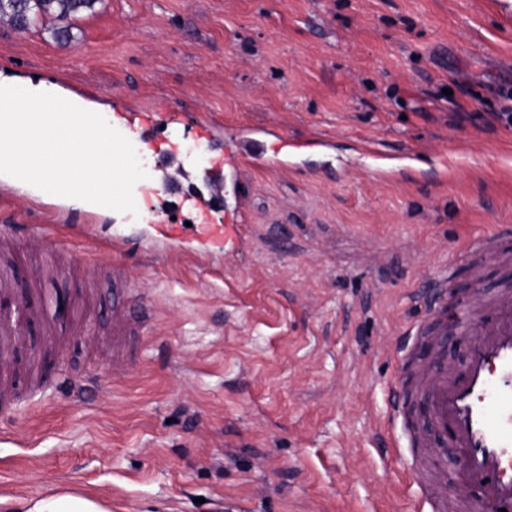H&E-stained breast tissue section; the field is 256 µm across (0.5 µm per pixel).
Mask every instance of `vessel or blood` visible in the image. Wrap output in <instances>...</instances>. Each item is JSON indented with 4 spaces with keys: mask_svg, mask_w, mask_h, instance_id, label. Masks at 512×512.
Here are the masks:
<instances>
[{
    "mask_svg": "<svg viewBox=\"0 0 512 512\" xmlns=\"http://www.w3.org/2000/svg\"><path fill=\"white\" fill-rule=\"evenodd\" d=\"M153 111L156 120L146 126L140 121V106L116 105L112 125L133 145L151 147L159 127L179 118L162 98L155 101ZM303 147V142L270 136L259 127L244 128L228 165L202 171L205 191L175 195L163 188L159 191L160 203L165 210L181 214L182 222L193 221L198 212H225V189L235 184L240 168L259 163L284 169L290 157ZM227 214L223 237L208 244L182 233V222L156 228L150 242L156 249L186 257L204 245L214 258L223 259L233 250L246 222L244 206H236ZM511 240L512 225L499 224L477 240L476 250L485 261L504 262L512 257L507 247ZM433 289L426 317L413 335L414 340L422 342L426 358L418 367V405L426 410L448 445L461 449L464 464L458 477L461 482L481 485L480 512H512V283H502L487 298L450 293L443 279ZM151 313L147 304L141 305L132 318L123 310H115L113 335H137ZM455 321L461 322L469 346L463 365L452 368L436 334ZM24 336L15 320L0 316V358L9 357L23 343Z\"/></svg>",
    "mask_w": 512,
    "mask_h": 512,
    "instance_id": "1",
    "label": "vessel or blood"
}]
</instances>
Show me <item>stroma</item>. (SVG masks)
Returning <instances> with one entry per match:
<instances>
[{"instance_id": "35a3bbf8", "label": "stroma", "mask_w": 512, "mask_h": 512, "mask_svg": "<svg viewBox=\"0 0 512 512\" xmlns=\"http://www.w3.org/2000/svg\"><path fill=\"white\" fill-rule=\"evenodd\" d=\"M57 42L50 23L0 24V75L38 76L114 98H166L184 141L180 182L246 126L312 146L294 165L243 169L249 211L223 273L205 253L136 249L150 225L48 200L21 182L0 196V249L17 301L41 316L13 369L87 379L26 394L0 413V497L26 512L59 494L109 512H430L415 471L447 469L448 497L476 501L457 454L424 457L428 420L388 423L405 384L406 329L435 280L490 294L511 263L472 272L460 250L512 225V0H99ZM372 155L344 173L361 145ZM89 224L92 248L49 266L54 240L24 232ZM133 248L115 253L112 242ZM153 315L133 358L112 349V270Z\"/></svg>"}]
</instances>
